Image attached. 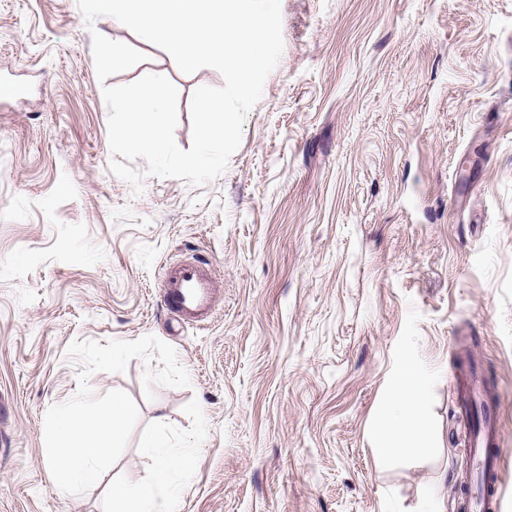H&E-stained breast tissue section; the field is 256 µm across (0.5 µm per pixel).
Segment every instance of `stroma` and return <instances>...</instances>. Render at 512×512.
<instances>
[{
    "label": "stroma",
    "instance_id": "stroma-1",
    "mask_svg": "<svg viewBox=\"0 0 512 512\" xmlns=\"http://www.w3.org/2000/svg\"><path fill=\"white\" fill-rule=\"evenodd\" d=\"M283 53L218 179L108 169L103 85L164 74L189 103L218 71L76 0H0V512H103L113 483L152 478L154 432L194 449L174 512H464V429L449 376L464 347L496 378L512 449V0H281ZM146 54L99 82L92 32ZM202 258L213 318L161 302L166 260ZM152 334L188 371L97 373L139 408L103 482L59 496L44 416L77 389L76 339ZM427 383L434 438L383 464L392 393Z\"/></svg>",
    "mask_w": 512,
    "mask_h": 512
}]
</instances>
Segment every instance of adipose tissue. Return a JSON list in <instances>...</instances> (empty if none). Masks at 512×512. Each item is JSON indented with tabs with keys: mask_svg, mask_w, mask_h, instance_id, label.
<instances>
[{
	"mask_svg": "<svg viewBox=\"0 0 512 512\" xmlns=\"http://www.w3.org/2000/svg\"><path fill=\"white\" fill-rule=\"evenodd\" d=\"M393 400L400 410L399 416L388 425V441L379 448L381 461L387 462L401 456L407 450L419 449L431 442L432 429L425 418L426 383L424 379H408L393 393ZM143 446L156 461L153 482H122L112 489L105 512H171L172 499L164 489L171 472L189 473L192 466L190 454H174L156 435L143 438Z\"/></svg>",
	"mask_w": 512,
	"mask_h": 512,
	"instance_id": "obj_1",
	"label": "adipose tissue"
}]
</instances>
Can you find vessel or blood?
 I'll return each instance as SVG.
<instances>
[{
  "label": "vessel or blood",
  "instance_id": "1",
  "mask_svg": "<svg viewBox=\"0 0 512 512\" xmlns=\"http://www.w3.org/2000/svg\"><path fill=\"white\" fill-rule=\"evenodd\" d=\"M162 300L170 311L187 322H200L215 310L216 285L209 272L198 263L181 260L170 264L162 282ZM460 411L470 426L465 444L473 464L486 477L484 485L469 495L471 512H503L502 492L506 448L495 410L472 409L471 396L479 385L472 374L458 377Z\"/></svg>",
  "mask_w": 512,
  "mask_h": 512
}]
</instances>
